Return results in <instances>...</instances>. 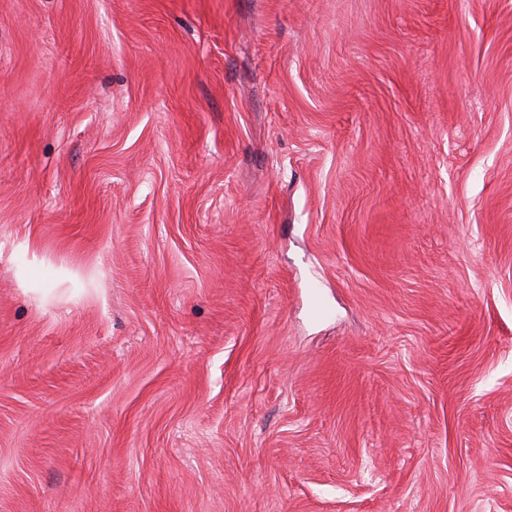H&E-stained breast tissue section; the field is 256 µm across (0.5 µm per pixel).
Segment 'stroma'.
<instances>
[{
  "label": "stroma",
  "instance_id": "obj_1",
  "mask_svg": "<svg viewBox=\"0 0 512 512\" xmlns=\"http://www.w3.org/2000/svg\"><path fill=\"white\" fill-rule=\"evenodd\" d=\"M0 512H512V0H0Z\"/></svg>",
  "mask_w": 512,
  "mask_h": 512
}]
</instances>
